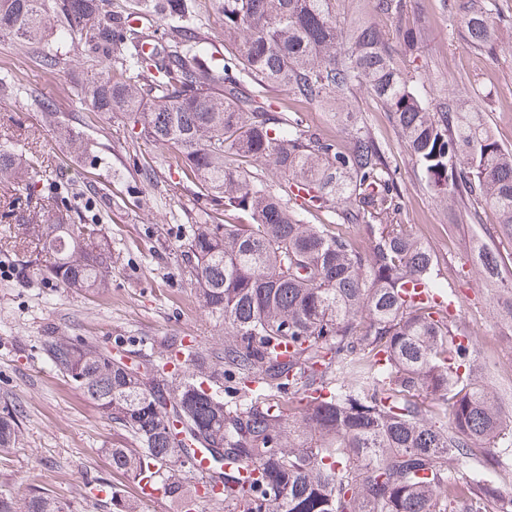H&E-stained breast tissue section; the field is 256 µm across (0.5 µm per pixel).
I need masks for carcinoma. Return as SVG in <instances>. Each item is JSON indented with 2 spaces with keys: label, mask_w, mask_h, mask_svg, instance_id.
<instances>
[{
  "label": "carcinoma",
  "mask_w": 512,
  "mask_h": 512,
  "mask_svg": "<svg viewBox=\"0 0 512 512\" xmlns=\"http://www.w3.org/2000/svg\"><path fill=\"white\" fill-rule=\"evenodd\" d=\"M409 0H360L394 21L386 33L360 17L336 25V0H215L224 39L238 53L218 67L188 33L193 0H135L136 13L164 22L166 38L118 25L103 0H63L60 12L93 57L118 71L94 73L77 96L96 112H122L137 136L222 202L224 223L197 224L187 243L202 307L224 322V348L172 340L155 360L127 365L86 339L50 335L47 360L138 444L106 449L112 467L159 482L179 512L197 492L182 468L208 461L203 495L224 512H512L479 471L464 468L478 448L512 447L491 377L463 340L436 257L398 222L400 188L369 127L340 112L366 86L400 133L441 202L459 196L490 210L512 237V148L476 110L429 100L405 74L421 19ZM45 0H0V35L33 44L46 36ZM471 41L492 46L490 0H453ZM316 103L347 133V146L310 130L298 113L262 102L267 86ZM45 123L79 149V133L35 100ZM39 157L0 143V184L33 185ZM284 182L269 187L258 166ZM354 224L356 242L335 227ZM48 258L42 278L105 296L112 239L96 223L75 224L69 208L28 217ZM488 278L499 261L484 247ZM442 302H418L417 284ZM290 393L296 399H285ZM19 425L0 414V452ZM220 491L214 492L215 484ZM112 512H139L112 488ZM0 512H65L57 498L0 491Z\"/></svg>",
  "instance_id": "carcinoma-1"
}]
</instances>
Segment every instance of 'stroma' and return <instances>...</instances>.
Masks as SVG:
<instances>
[{
    "instance_id": "obj_1",
    "label": "stroma",
    "mask_w": 512,
    "mask_h": 512,
    "mask_svg": "<svg viewBox=\"0 0 512 512\" xmlns=\"http://www.w3.org/2000/svg\"><path fill=\"white\" fill-rule=\"evenodd\" d=\"M449 2L412 0L425 30L403 67L429 97L480 109L495 137L512 148V0H494L498 39L490 47L470 41ZM47 8L51 30L41 42L0 37V75L17 82L0 88V135L17 152L37 150L36 191L43 204L57 206L62 201L52 188L68 184L63 202L109 232L112 287L104 297L72 291L37 275L35 249L0 247V410H11L20 429L14 448L0 454V491L47 493L68 512H109L107 493L116 487L139 498L141 512H176L165 498L140 499L137 480L113 469L106 450L123 442L121 430L43 357L39 340L55 331L96 340L114 353L131 345L145 363L152 361L154 346L174 336L223 348L224 325L200 306L185 251L195 224L224 211L200 196L170 153L137 138L124 113L96 112L78 100V85L100 66L79 35L65 34L56 0ZM195 11L203 21L199 39L215 60H223L232 47L224 41L221 14L211 0H195ZM58 49L67 62L49 68L44 56ZM264 95L275 110L299 113L312 130L336 134L323 107L295 101L277 86L266 87ZM36 97L53 103L62 120L81 131L80 151L43 124L32 104ZM351 109L396 169L403 196L399 219L437 257L460 324L490 367L505 412L512 413V327L500 317L501 297L489 287L474 251L476 241H484L507 275L512 239L491 214L461 217L436 201L398 130L365 87H357Z\"/></svg>"
}]
</instances>
